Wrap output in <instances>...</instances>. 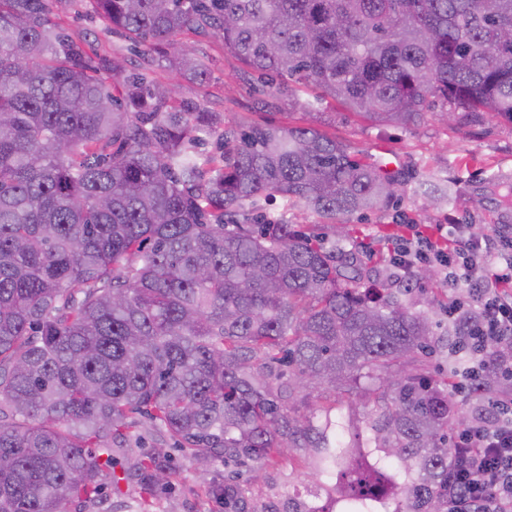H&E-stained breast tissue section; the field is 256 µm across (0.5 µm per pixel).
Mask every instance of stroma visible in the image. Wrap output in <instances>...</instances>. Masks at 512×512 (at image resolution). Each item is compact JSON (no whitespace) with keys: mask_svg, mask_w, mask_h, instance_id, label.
<instances>
[{"mask_svg":"<svg viewBox=\"0 0 512 512\" xmlns=\"http://www.w3.org/2000/svg\"><path fill=\"white\" fill-rule=\"evenodd\" d=\"M62 23L69 32L82 35L94 53L120 55L126 73L141 71L143 51L124 37L105 32L102 20L87 13L82 0H72ZM192 40L207 62L209 79L202 85L185 83L184 102L200 111L223 113L225 121L233 123L303 122L301 112L278 88H255L243 64L225 50L217 35L196 34ZM313 124L345 141L356 154L392 161L409 182L398 203L386 212L350 220L356 237L371 245L361 256L366 287L396 291L405 285L390 262V242L381 239L393 224H419L427 218L434 224H476L487 233L504 225L512 227V204L504 201L512 189V124L489 118L475 126L451 128L429 116L414 128L373 126L331 101L321 107ZM422 179L455 182L457 200L427 211L425 196L413 190ZM460 296L439 276L418 284L408 299L415 309L431 312L444 324L449 303ZM136 431L144 451L164 448L177 471L174 484L149 497L142 512H224L206 495L204 478L195 470L189 449L161 440L147 422H140ZM305 470L306 463L297 453L271 465L257 482L250 479L246 466L220 458L214 461L211 476L219 482L233 478L247 512H280L285 504L295 508L314 502L313 485L302 478Z\"/></svg>","mask_w":512,"mask_h":512,"instance_id":"1","label":"stroma"}]
</instances>
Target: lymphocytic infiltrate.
Here are the masks:
<instances>
[{
    "label": "lymphocytic infiltrate",
    "instance_id": "f902f5d3",
    "mask_svg": "<svg viewBox=\"0 0 512 512\" xmlns=\"http://www.w3.org/2000/svg\"><path fill=\"white\" fill-rule=\"evenodd\" d=\"M394 262L407 276L421 262L441 266L449 287L472 301L459 342L467 382L487 371L512 380V235L480 237L452 224L436 238L412 234ZM454 448L462 464L448 485V512H512V389L479 407Z\"/></svg>",
    "mask_w": 512,
    "mask_h": 512
}]
</instances>
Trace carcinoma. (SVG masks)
Segmentation results:
<instances>
[{
  "label": "carcinoma",
  "mask_w": 512,
  "mask_h": 512,
  "mask_svg": "<svg viewBox=\"0 0 512 512\" xmlns=\"http://www.w3.org/2000/svg\"><path fill=\"white\" fill-rule=\"evenodd\" d=\"M150 50L151 71L86 50L63 0H0V512H95L176 470L140 452L136 417L258 477L293 448L316 512H448L455 398L468 362L425 372L429 313L361 285L346 218L383 212L405 179L312 124L224 125L178 101L208 67L180 40L222 35L263 78L312 85L375 125L512 124V0H86ZM213 138L216 152L201 150ZM435 184L431 205L452 201ZM283 210L268 214L261 200ZM315 213L333 238L288 219ZM348 395L346 411L285 407ZM512 382L488 375L471 397ZM132 461L118 477L115 456ZM246 512L230 481L208 486Z\"/></svg>",
  "instance_id": "cac0c4a2"
}]
</instances>
